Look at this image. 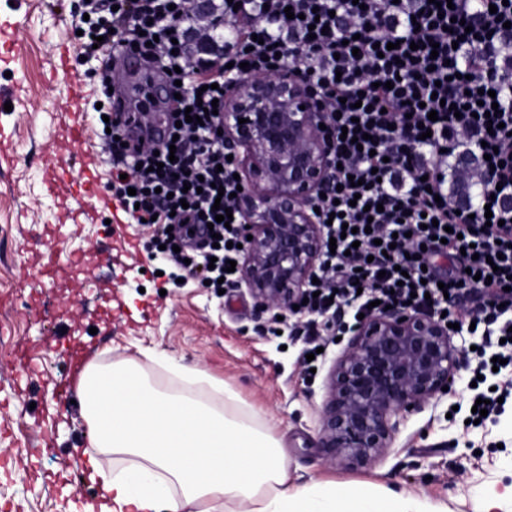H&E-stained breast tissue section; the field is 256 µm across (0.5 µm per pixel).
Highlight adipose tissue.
Wrapping results in <instances>:
<instances>
[{
  "mask_svg": "<svg viewBox=\"0 0 512 512\" xmlns=\"http://www.w3.org/2000/svg\"><path fill=\"white\" fill-rule=\"evenodd\" d=\"M93 447L101 512H448L415 495L333 483H291L276 441L225 392L216 408L189 392L148 385L130 362L85 365L77 384ZM130 462L111 472L108 455Z\"/></svg>",
  "mask_w": 512,
  "mask_h": 512,
  "instance_id": "ef3b65f1",
  "label": "adipose tissue"
}]
</instances>
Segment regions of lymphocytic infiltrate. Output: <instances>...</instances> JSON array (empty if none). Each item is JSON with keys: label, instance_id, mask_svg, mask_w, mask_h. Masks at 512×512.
I'll return each mask as SVG.
<instances>
[{"label": "lymphocytic infiltrate", "instance_id": "f902f5d3", "mask_svg": "<svg viewBox=\"0 0 512 512\" xmlns=\"http://www.w3.org/2000/svg\"><path fill=\"white\" fill-rule=\"evenodd\" d=\"M182 0H85L89 16L84 54L105 57L122 49L140 56L162 76L168 135L157 154L122 145V117L109 107L103 143L112 157V188L133 223L153 220L157 244L191 274L233 286L228 261L241 257L238 231L215 220L217 208L233 205L236 166L224 154L211 114L213 100L241 70L267 72L285 63L300 72L330 108L334 185L319 199L328 223L323 236L336 250H323L310 314L329 319L341 307L367 313L371 302L411 304L441 316L462 292L481 297L464 324L482 328L494 357H480L477 374L494 358L512 369V87L476 79L486 59L469 56L476 44H495L512 22L503 0H219L230 33L223 62L199 56L192 73L180 72L191 49ZM167 53L156 54V44ZM385 45L378 53L377 45ZM201 116L197 140L178 137L186 112ZM436 120H429V113ZM430 137H423V129ZM471 132L467 149L489 156L490 184L473 210L448 197L436 163L455 151L448 132ZM204 236V260L187 261L192 231ZM215 265H208V258ZM460 264L442 271L437 261Z\"/></svg>", "mask_w": 512, "mask_h": 512}]
</instances>
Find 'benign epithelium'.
<instances>
[{
  "instance_id": "1",
  "label": "benign epithelium",
  "mask_w": 512,
  "mask_h": 512,
  "mask_svg": "<svg viewBox=\"0 0 512 512\" xmlns=\"http://www.w3.org/2000/svg\"><path fill=\"white\" fill-rule=\"evenodd\" d=\"M203 2L185 0L184 17L206 39L224 18ZM328 115L286 66L242 75L225 91L220 129L242 187L239 284L266 311L296 313L321 259L323 225L314 207L331 179L329 134L319 127ZM459 336L448 323L401 305L359 320L325 377L319 441L326 460L363 468L397 453L407 416L453 389L465 362Z\"/></svg>"
}]
</instances>
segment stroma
<instances>
[{
  "label": "stroma",
  "instance_id": "obj_1",
  "mask_svg": "<svg viewBox=\"0 0 512 512\" xmlns=\"http://www.w3.org/2000/svg\"><path fill=\"white\" fill-rule=\"evenodd\" d=\"M80 0H0V506L11 512H86L98 492L82 458L91 452L77 390L82 364L135 363L157 389L179 388L176 370L204 372L234 391L242 408L283 446L294 482L377 484L473 512L489 497L512 498V404L497 422L466 426L470 370L437 405L410 416L399 452L372 468L329 465L318 428L323 381L338 344L315 364L305 351L320 332L271 335L245 288L216 297L197 276L157 254L153 229L125 223L112 193V160L93 105L96 60L75 38ZM79 104L91 128L84 143L61 135ZM77 172L93 161L100 196L71 203L43 164ZM53 253L52 282L40 275ZM111 299L110 315L102 299Z\"/></svg>",
  "mask_w": 512,
  "mask_h": 512
}]
</instances>
